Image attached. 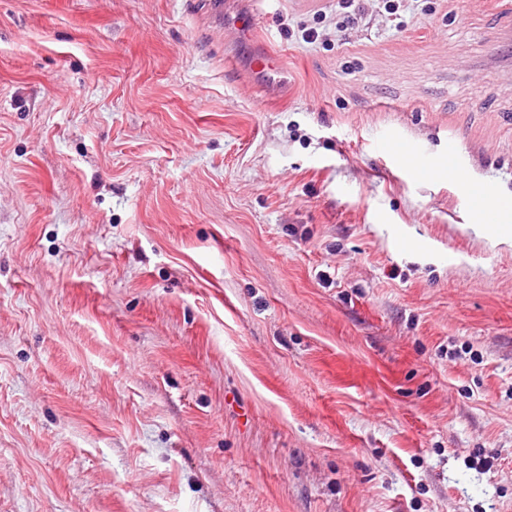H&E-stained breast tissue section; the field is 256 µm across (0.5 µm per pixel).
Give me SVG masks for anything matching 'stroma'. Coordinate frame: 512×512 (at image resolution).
<instances>
[{
    "label": "stroma",
    "mask_w": 512,
    "mask_h": 512,
    "mask_svg": "<svg viewBox=\"0 0 512 512\" xmlns=\"http://www.w3.org/2000/svg\"><path fill=\"white\" fill-rule=\"evenodd\" d=\"M207 2L0 0V512H512L500 0ZM210 17L218 27H225V24L237 35L238 39L246 42L255 28L256 13L254 10L245 9L238 11L231 21L225 20L224 3L221 0L208 1ZM248 65L267 96L280 95L285 83V74L274 55L265 48L258 47L248 56ZM385 152L393 157L399 165L411 177L420 174L433 176L436 172V167L421 156L417 146L405 141L388 142L384 147ZM512 200L496 196L487 186L474 189L469 194V209L481 224L497 228L498 214L508 209Z\"/></svg>",
    "instance_id": "35a3bbf8"
}]
</instances>
